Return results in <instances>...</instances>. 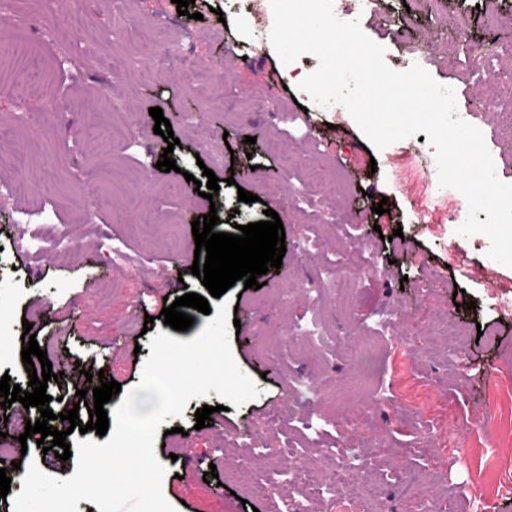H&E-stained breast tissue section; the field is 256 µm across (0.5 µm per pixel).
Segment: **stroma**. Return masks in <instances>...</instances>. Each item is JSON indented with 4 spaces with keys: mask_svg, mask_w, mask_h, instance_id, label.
Segmentation results:
<instances>
[{
    "mask_svg": "<svg viewBox=\"0 0 512 512\" xmlns=\"http://www.w3.org/2000/svg\"><path fill=\"white\" fill-rule=\"evenodd\" d=\"M188 10L178 15L173 0H16L0 18V376L27 387L29 322L64 374L47 383L50 409L71 403L79 362L120 383L112 402L121 404L151 336L188 341L206 325L198 311L185 332L159 318L166 299L190 291L236 309L232 352L260 395L226 411L217 394L191 399L157 433L176 512H288L291 497L328 512L339 498L329 451L354 445L383 465L369 479L373 494L349 512L382 502L415 512L420 498L437 512H500L494 486L512 475V318L497 303L512 291L479 274L512 282V268L488 257L485 235L457 234L447 189L420 191L434 157L400 142L377 149L347 110H312L298 81L318 62L282 64L269 0H195ZM360 22L395 59L430 46L433 78L454 85L462 104L482 108L488 84L507 88L478 127L512 182V139L499 132L512 122V55L468 63L487 51L488 30L512 44V0H377ZM153 107L180 140L177 171L156 167L166 143ZM206 168L223 181L211 200L194 185ZM242 189L255 202L239 201ZM269 208L285 230L281 267L260 289L239 281L224 299L208 297L190 271L191 222L213 210L229 233ZM349 249L380 260L377 272L356 273L354 291L335 268ZM443 309L470 333L463 356L428 336ZM129 340L140 353L115 361L113 347ZM206 405L212 421L196 428ZM20 462L6 471L0 512H14L23 469L63 472L32 438ZM211 468L218 483L203 480ZM275 469L306 471L330 492L286 494L269 477Z\"/></svg>",
    "mask_w": 512,
    "mask_h": 512,
    "instance_id": "obj_1",
    "label": "stroma"
}]
</instances>
